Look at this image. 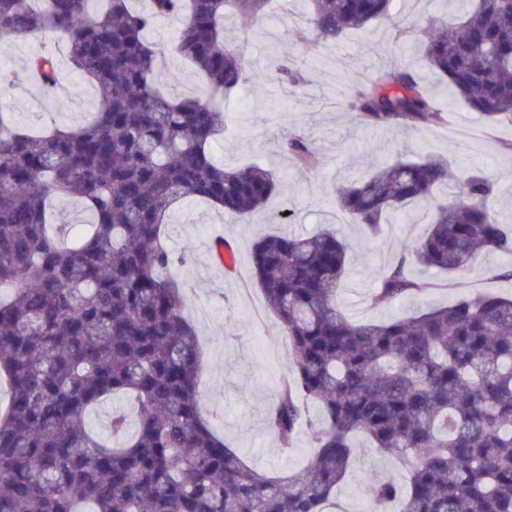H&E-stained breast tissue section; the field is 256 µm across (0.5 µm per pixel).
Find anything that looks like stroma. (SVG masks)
<instances>
[{
    "mask_svg": "<svg viewBox=\"0 0 512 512\" xmlns=\"http://www.w3.org/2000/svg\"><path fill=\"white\" fill-rule=\"evenodd\" d=\"M307 0H292L289 10L270 14L263 23L242 31L237 19L226 24L229 45H243L251 79L238 92L224 114V133L212 144L216 162L239 167L255 161L282 179L267 210L288 206L290 222L267 223L265 215L242 222L209 209L203 201L181 202L172 212L168 244L186 256L183 275L193 285L184 314L198 331L203 369L198 389L201 408L214 432L245 462L276 473L300 469L315 453L314 431L302 428L291 448L282 449L267 424L289 357L288 339L267 309L254 278L251 248L259 237L271 233L311 235L335 226L347 244V270L338 289V302L355 321H386L411 316L418 303L372 305L369 298L379 286L381 272L394 266L401 246L413 245L427 232L422 206H411L403 218L382 225L377 237H368L347 224L336 209V186L398 158L434 154L450 159L458 170L484 169L498 183L494 207L500 220L512 224V126L489 128L479 114L456 102L447 124L439 127L395 126L373 128L358 122L345 107L342 86L361 69L375 67L402 56L418 65L414 42L393 48L388 27L381 22L350 32L342 44L316 42L304 18ZM295 56L303 65L304 86L279 82L276 70L283 59ZM0 107L10 111L18 125H31L35 117L44 124L78 125L96 109L93 88L69 72H62L54 98L44 97L31 84L0 90ZM305 128L318 152L315 168H294L283 142L293 126ZM467 146L464 155L451 154L452 145ZM206 223H198L199 215ZM224 233V247L234 264L226 268L210 257L207 245L215 229ZM512 258L487 251L464 270L443 277L417 265L407 266L408 276L434 282L428 302L448 305L478 293L512 296ZM408 465L382 455L357 441L352 467L336 489L330 512H375L369 473L402 480Z\"/></svg>",
    "mask_w": 512,
    "mask_h": 512,
    "instance_id": "1",
    "label": "stroma"
}]
</instances>
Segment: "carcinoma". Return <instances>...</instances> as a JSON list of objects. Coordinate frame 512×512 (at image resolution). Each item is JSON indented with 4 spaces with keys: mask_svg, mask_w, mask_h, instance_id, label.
Segmentation results:
<instances>
[{
    "mask_svg": "<svg viewBox=\"0 0 512 512\" xmlns=\"http://www.w3.org/2000/svg\"><path fill=\"white\" fill-rule=\"evenodd\" d=\"M0 0V58L22 40L44 51L0 77L33 81L53 96L61 68L93 86L97 107L77 126L31 133L0 110V512H324L351 466L353 439L410 463L403 482L370 476L386 512H512V299L424 303L416 314L353 321L337 292L347 245L319 234H269L252 249L257 283L288 336L290 357L267 418L288 449L319 408L312 463L269 476L248 467L200 410L202 359L184 317L191 283L170 272L165 224L182 200L200 199L246 221L278 189L259 163L227 168L211 155L224 109L249 80L245 53L224 42L233 13L262 21L270 0ZM315 39L343 43L351 29L386 21L394 46L410 30L394 0H309ZM421 39L420 66L448 90L442 103L396 59L350 84L349 112L365 125L440 126L461 100L492 127L512 126V0H455ZM181 18L168 51L147 38L155 22ZM189 63L203 96L166 91L167 54ZM301 83L298 61L279 68ZM300 168L316 160L296 126L285 142ZM455 185L452 198L437 194ZM495 180L455 176L439 156L398 159L336 187L350 224L376 235L403 208L423 205L428 231L401 251L374 304L424 299L429 283L409 263L447 274L481 251L512 255V224L492 202ZM54 198L80 202L91 232L50 225ZM124 395L134 424L112 413V441L87 428L89 411Z\"/></svg>",
    "mask_w": 512,
    "mask_h": 512,
    "instance_id": "carcinoma-1",
    "label": "carcinoma"
}]
</instances>
